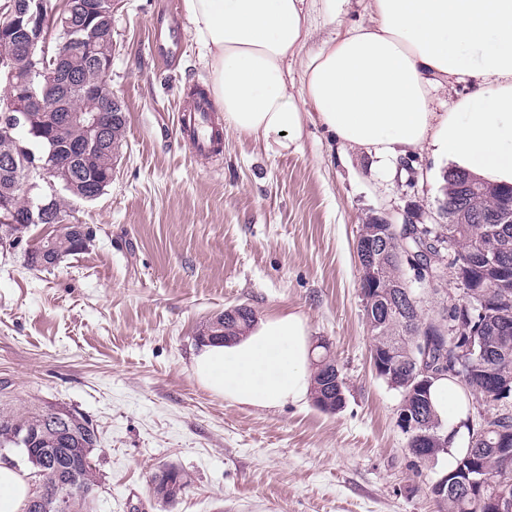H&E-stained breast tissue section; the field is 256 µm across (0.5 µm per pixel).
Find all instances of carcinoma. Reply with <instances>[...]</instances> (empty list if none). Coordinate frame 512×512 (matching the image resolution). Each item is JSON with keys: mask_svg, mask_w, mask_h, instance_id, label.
I'll use <instances>...</instances> for the list:
<instances>
[{"mask_svg": "<svg viewBox=\"0 0 512 512\" xmlns=\"http://www.w3.org/2000/svg\"><path fill=\"white\" fill-rule=\"evenodd\" d=\"M69 66L82 73L87 80L97 77V71L87 56L75 50ZM84 137V130L71 127L64 136L56 139V148L40 132L26 135L24 144L32 159L54 162L71 168L80 179H104L113 166L109 147H98L87 154L70 151L69 143ZM467 180L464 173L449 171L445 198L448 199V215L452 223L429 225L420 234L432 241L431 248L448 258L458 286L463 289L458 306L438 309L437 316L449 315L451 323L458 327L463 345L474 346L458 356L457 372H448L449 352L436 354L444 366L431 377L435 381L446 378L455 383L466 395L486 406H501L512 397V222L509 224H483L481 217L509 202L512 188L497 189L484 196L470 195L460 186ZM73 194L60 192L53 209L41 220L43 224H55L68 219L69 201ZM472 216L473 223H457L461 211ZM365 234L362 251L386 253L382 266V278L396 280L400 268L395 256L413 247L412 242L399 239L384 244L374 238L372 226L363 225ZM45 266L48 271L55 261L66 255H74V232L63 228L52 240H44ZM364 310L374 335L373 350L387 356L393 374L390 387L399 391L411 411L414 426L409 434V451L420 462L433 461L431 444L419 437L429 433L436 437L448 433V428L435 412L430 400V386L416 387L410 383L415 363L421 360L417 351L422 328L432 316L423 313L421 301L408 288H376L368 294ZM324 352L319 354L314 379V403L326 412L340 410L344 404V382L340 377L329 348L320 344ZM7 386L0 387V451L20 448L18 437L27 439L21 452L22 460L35 469L32 497L42 492H52L62 481L69 460L64 449L92 448L99 445V432L93 422L75 408H66L61 415L68 421L63 433L51 421L50 403H32L20 411L13 405ZM54 453L55 463L44 466L37 456ZM469 472L473 482L468 486L439 493L431 489L435 498L446 504L448 512H494V501L512 503V415L495 416L487 428L468 430V449L457 461L456 467L447 472L448 479L461 478Z\"/></svg>", "mask_w": 512, "mask_h": 512, "instance_id": "obj_1", "label": "carcinoma"}]
</instances>
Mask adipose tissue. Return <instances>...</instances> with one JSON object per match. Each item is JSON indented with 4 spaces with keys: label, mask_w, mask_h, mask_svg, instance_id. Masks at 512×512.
Instances as JSON below:
<instances>
[{
    "label": "adipose tissue",
    "mask_w": 512,
    "mask_h": 512,
    "mask_svg": "<svg viewBox=\"0 0 512 512\" xmlns=\"http://www.w3.org/2000/svg\"><path fill=\"white\" fill-rule=\"evenodd\" d=\"M335 30L309 55L308 0H183L200 46L207 87L225 130L285 149L304 119L344 147L381 161L410 148L475 178L512 185V0H368L365 22L339 29L348 0H319ZM302 63L298 93L288 88ZM467 82L473 95L435 111L430 89ZM304 316L253 321L245 336L202 344L195 379L225 400L259 409L301 403L312 381ZM460 389L442 379L431 397L455 436L445 456L465 449ZM32 494L26 471L0 461V512H23Z\"/></svg>",
    "instance_id": "obj_1"
}]
</instances>
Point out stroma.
<instances>
[{
    "label": "stroma",
    "instance_id": "obj_1",
    "mask_svg": "<svg viewBox=\"0 0 512 512\" xmlns=\"http://www.w3.org/2000/svg\"><path fill=\"white\" fill-rule=\"evenodd\" d=\"M182 0H120L112 14V91L127 119L105 193L71 201L93 240L53 272L26 264L42 237L0 253V383L80 410L98 428L96 512H447L431 492L445 467L419 462L399 423L400 393L372 364L356 240L384 215L442 223L447 163L412 153L380 164L320 125L274 154L227 133L192 155L179 111L207 70L185 36L176 68L148 48L151 22ZM302 313L345 383L335 413L313 399L275 409L224 400L192 373L216 313ZM174 465L191 479L160 507L149 480Z\"/></svg>",
    "mask_w": 512,
    "mask_h": 512
}]
</instances>
